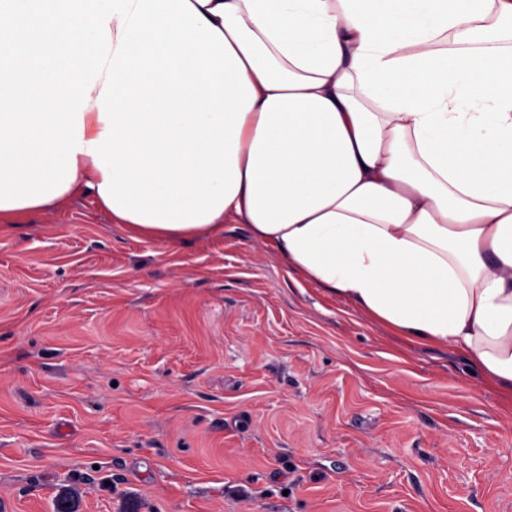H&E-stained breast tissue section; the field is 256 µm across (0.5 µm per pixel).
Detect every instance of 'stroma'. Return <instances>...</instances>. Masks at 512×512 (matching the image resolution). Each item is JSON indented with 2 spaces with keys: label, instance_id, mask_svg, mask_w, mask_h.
Returning a JSON list of instances; mask_svg holds the SVG:
<instances>
[{
  "label": "stroma",
  "instance_id": "35a3bbf8",
  "mask_svg": "<svg viewBox=\"0 0 512 512\" xmlns=\"http://www.w3.org/2000/svg\"><path fill=\"white\" fill-rule=\"evenodd\" d=\"M512 512V398L289 274L92 196L0 228V512Z\"/></svg>",
  "mask_w": 512,
  "mask_h": 512
}]
</instances>
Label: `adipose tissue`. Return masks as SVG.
Masks as SVG:
<instances>
[{
    "label": "adipose tissue",
    "instance_id": "adipose-tissue-1",
    "mask_svg": "<svg viewBox=\"0 0 512 512\" xmlns=\"http://www.w3.org/2000/svg\"><path fill=\"white\" fill-rule=\"evenodd\" d=\"M81 192L512 394V0H0V220Z\"/></svg>",
    "mask_w": 512,
    "mask_h": 512
}]
</instances>
